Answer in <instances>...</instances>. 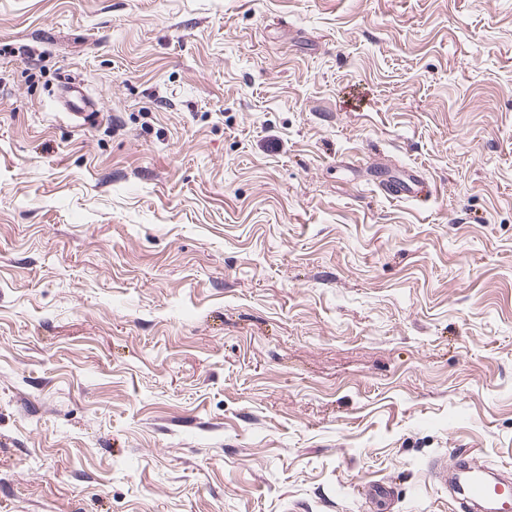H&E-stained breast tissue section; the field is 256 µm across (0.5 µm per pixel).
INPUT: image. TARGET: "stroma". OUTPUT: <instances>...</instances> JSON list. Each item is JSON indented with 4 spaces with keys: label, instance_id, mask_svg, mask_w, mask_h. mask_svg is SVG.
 <instances>
[{
    "label": "stroma",
    "instance_id": "35a3bbf8",
    "mask_svg": "<svg viewBox=\"0 0 512 512\" xmlns=\"http://www.w3.org/2000/svg\"><path fill=\"white\" fill-rule=\"evenodd\" d=\"M460 456L512 475V0H0V512H460ZM374 184L392 200H413L425 204L437 195V189L419 172H411L408 181H398L377 176ZM362 490L366 498L375 504L379 510L385 509L394 497V488L391 485L378 481L365 483Z\"/></svg>",
    "mask_w": 512,
    "mask_h": 512
}]
</instances>
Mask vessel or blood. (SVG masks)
I'll list each match as a JSON object with an SVG mask.
<instances>
[{
    "label": "vessel or blood",
    "instance_id": "1",
    "mask_svg": "<svg viewBox=\"0 0 512 512\" xmlns=\"http://www.w3.org/2000/svg\"><path fill=\"white\" fill-rule=\"evenodd\" d=\"M375 184L388 198L399 201L425 204L437 194L435 185L416 172L405 181L379 178ZM432 471L436 477L447 480L449 489H461L464 502L477 506L479 512H512V485L489 479L487 468L456 461L449 466L434 464ZM362 490L379 512H384L394 497L393 487L378 481L365 483Z\"/></svg>",
    "mask_w": 512,
    "mask_h": 512
}]
</instances>
